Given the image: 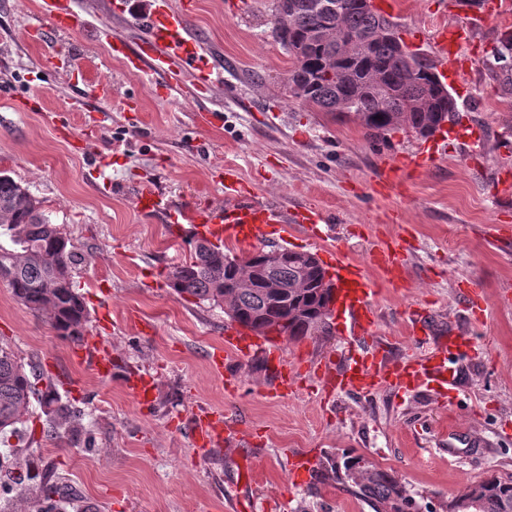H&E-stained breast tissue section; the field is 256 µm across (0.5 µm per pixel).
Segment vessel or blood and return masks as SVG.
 I'll return each instance as SVG.
<instances>
[{"label": "vessel or blood", "instance_id": "b4317fda", "mask_svg": "<svg viewBox=\"0 0 512 512\" xmlns=\"http://www.w3.org/2000/svg\"><path fill=\"white\" fill-rule=\"evenodd\" d=\"M44 6L56 34L67 35L82 28L80 16L70 8L67 0H45ZM135 26L141 32L135 47H128L120 38L112 39L110 43L112 57L118 58L131 76H160L165 97L180 95L191 100L210 92L220 81L221 75L208 54L196 44L186 13L172 9L167 0H160L150 15L136 21ZM470 38L471 33L466 28L443 26L436 30L434 42L441 76H457L464 72L467 58L462 55L461 48ZM108 94L106 84L90 86L86 97L73 101L71 108L81 112L104 111ZM135 203L144 212L166 216L172 213L169 204L151 185L139 189ZM186 219L195 232L212 239L229 234L248 243L268 234L274 224H300L312 231L327 221L322 211L312 207L285 210L259 200L238 169L230 166L224 169L223 204L194 211L187 214ZM369 261L392 284L400 280L404 271L400 246L395 242L375 243ZM328 263L338 283L350 290L340 307L350 349L343 358L328 357L317 364L316 370L324 386L361 398L385 389L426 392L435 397L453 394L456 381L449 361L453 351L462 347V337L443 338L428 348L419 360L391 357L386 342L377 332L379 313L372 301L374 290L365 278L362 265L342 261L333 255L329 256ZM224 335L223 348L209 356L215 372H222L227 354L260 355L275 364L277 387L282 395L294 393L297 370L284 359L280 347L246 340L244 329L238 326L225 329ZM93 351L97 373L111 377V345L101 337L94 342ZM193 431L196 442L209 447L225 443L240 446L249 441L247 432L225 429L223 416L215 412L207 411L197 416Z\"/></svg>", "mask_w": 512, "mask_h": 512}]
</instances>
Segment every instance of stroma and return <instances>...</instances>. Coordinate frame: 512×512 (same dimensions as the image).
I'll return each instance as SVG.
<instances>
[{"instance_id": "obj_1", "label": "stroma", "mask_w": 512, "mask_h": 512, "mask_svg": "<svg viewBox=\"0 0 512 512\" xmlns=\"http://www.w3.org/2000/svg\"><path fill=\"white\" fill-rule=\"evenodd\" d=\"M75 0L89 26L137 42L134 19L158 0ZM185 9L197 39L222 62L224 86L209 99L223 107L219 124L196 126L190 106L161 99L153 84L129 76L119 61L98 64L106 41L83 33L68 40L81 59V78L59 75V40L48 34L43 0H0V172L38 198L51 223L71 239L82 261L72 276L89 311L87 340L112 346L111 377H100L80 345L56 335L0 285V345L39 366L62 398L93 420L89 440L43 438L37 469L81 490L98 512H371L350 493L294 475L297 458L312 463L349 452L395 471L421 506L439 508L473 482L512 475V199L499 184L512 180V99L503 97L485 65V49L512 29V0L496 10L450 0H400L391 17L411 34L412 48L434 54L437 27H467L472 43L457 103L464 128L433 141L398 131L368 140L289 96L292 64L270 36L271 0H169ZM109 82L105 112H74L68 102L87 84ZM480 128L473 141L469 127ZM425 157L398 191L381 192V165ZM110 164L99 188L91 170ZM236 166L260 199L283 207L312 206L329 218L314 240L298 224L278 229L264 245L326 257L340 251L365 262L375 241L398 240L405 283L391 286L374 270L378 331L398 358L420 356L426 344L412 325L424 319L435 335L472 341L453 363V400L383 390L368 398L324 393L306 377L282 396L260 356H231L215 375L209 354L224 345L228 318L218 305L198 304L168 288L171 267L189 255L185 225L138 211L134 195L151 183L175 209L223 202L225 165ZM482 291L484 324H474L460 296ZM346 348L340 319L297 341H284L288 362L311 363ZM151 376L155 389L140 403L129 375ZM218 411L225 425L254 433L247 451L254 477L237 448L201 450L192 417Z\"/></svg>"}]
</instances>
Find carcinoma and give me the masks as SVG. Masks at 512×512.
Returning <instances> with one entry per match:
<instances>
[{
    "mask_svg": "<svg viewBox=\"0 0 512 512\" xmlns=\"http://www.w3.org/2000/svg\"><path fill=\"white\" fill-rule=\"evenodd\" d=\"M273 37L291 57L288 93L341 121H353L371 141L399 130L427 139L459 121L455 97L435 63L412 50L399 25L372 0H273ZM283 246L244 258L200 237L190 256L167 274L168 287L197 303L224 304V314L259 336L296 339L328 326L333 283L318 258L301 264ZM78 255L71 240L49 222L38 199L0 174V277L13 297L36 315L47 314L57 336L85 340L89 313L73 286ZM0 347V445L15 437L29 448L35 430L22 427L37 398L50 435L63 440L88 434L84 414L62 401L57 389ZM0 453V499L27 503L28 512H96L92 503L55 474L33 486L30 471L4 470ZM317 483L347 491L372 512H420V505L392 470L344 454L319 464ZM448 512H512V475H492L466 488Z\"/></svg>",
    "mask_w": 512,
    "mask_h": 512,
    "instance_id": "carcinoma-1",
    "label": "carcinoma"
}]
</instances>
